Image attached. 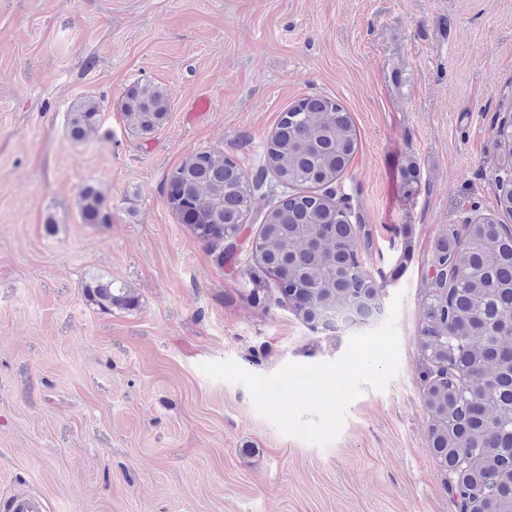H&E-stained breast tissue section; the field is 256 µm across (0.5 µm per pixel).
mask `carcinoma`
I'll return each instance as SVG.
<instances>
[{"label": "carcinoma", "instance_id": "obj_1", "mask_svg": "<svg viewBox=\"0 0 512 512\" xmlns=\"http://www.w3.org/2000/svg\"><path fill=\"white\" fill-rule=\"evenodd\" d=\"M121 111L146 137L167 122L171 98L137 83ZM101 112L92 97L77 101L70 139L80 143L97 132ZM357 145L356 127L335 99L307 96L282 113L265 147L263 169L274 173L271 189L281 191L261 217L252 253L293 313L324 329L352 312L384 309V285L362 258L360 228L331 193ZM261 186L230 157L204 150L166 174L163 195L222 264L224 241L236 239ZM76 206L84 224L111 221L109 202L93 184L80 189ZM434 265L448 271L434 281L421 329L433 459L445 481L450 469L465 473L468 512H512V231L486 216L451 227L436 244ZM86 293L103 310L136 304L131 289L110 281L89 284Z\"/></svg>", "mask_w": 512, "mask_h": 512}]
</instances>
